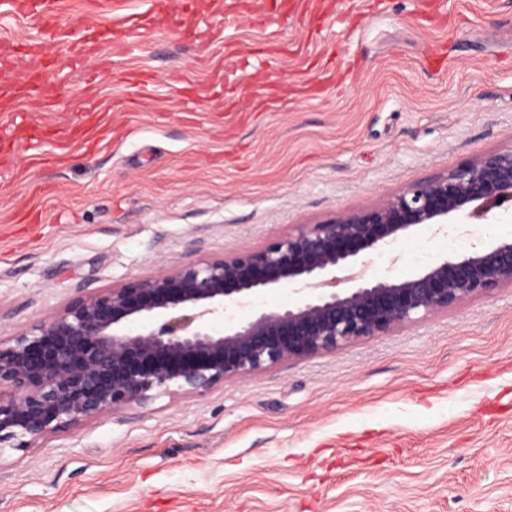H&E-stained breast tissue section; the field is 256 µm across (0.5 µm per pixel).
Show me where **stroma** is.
<instances>
[{
    "label": "stroma",
    "instance_id": "1",
    "mask_svg": "<svg viewBox=\"0 0 512 512\" xmlns=\"http://www.w3.org/2000/svg\"><path fill=\"white\" fill-rule=\"evenodd\" d=\"M323 2L282 27L278 0H134L145 26L122 34L87 0H57L113 67L152 81L90 152L48 169H27L22 146L0 159L1 340L76 296L261 248L512 147V0H446L442 22L419 0ZM280 37L289 55L267 65ZM222 47L269 84L331 69L336 82L273 112L239 99L237 125L215 100L186 112L176 75L204 78ZM97 65L60 64L50 122L79 115ZM21 208L40 224L14 223ZM454 221L367 253L366 275L467 252L512 217ZM0 512H512V288L1 450Z\"/></svg>",
    "mask_w": 512,
    "mask_h": 512
}]
</instances>
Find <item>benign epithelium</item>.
Listing matches in <instances>:
<instances>
[{
    "label": "benign epithelium",
    "mask_w": 512,
    "mask_h": 512,
    "mask_svg": "<svg viewBox=\"0 0 512 512\" xmlns=\"http://www.w3.org/2000/svg\"><path fill=\"white\" fill-rule=\"evenodd\" d=\"M495 209L512 211V148L486 152L375 207L301 225L262 248L77 296L0 345V389L9 390L0 392V449L173 388L203 395L512 286L511 238L403 277L372 278L361 268L370 250L441 229L452 215L485 217ZM342 271L348 275L340 278ZM277 289L292 302L256 305ZM244 305L248 317L224 318Z\"/></svg>",
    "instance_id": "1"
}]
</instances>
